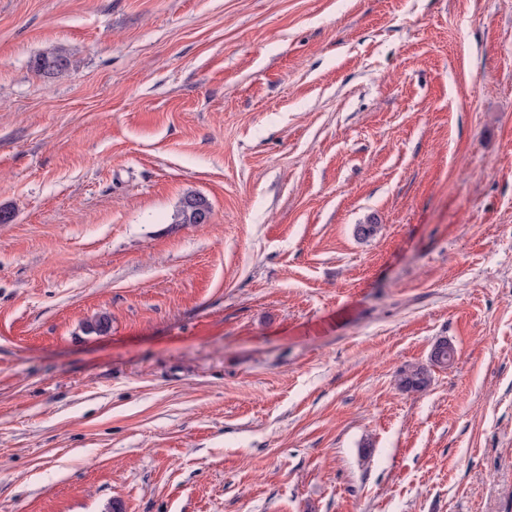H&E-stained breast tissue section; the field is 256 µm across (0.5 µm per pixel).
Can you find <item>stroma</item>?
<instances>
[{
    "label": "stroma",
    "instance_id": "obj_1",
    "mask_svg": "<svg viewBox=\"0 0 512 512\" xmlns=\"http://www.w3.org/2000/svg\"><path fill=\"white\" fill-rule=\"evenodd\" d=\"M0 209V512H512V0H0ZM68 59L65 49L62 47L50 48L39 54L34 61L36 72L43 76H53L65 69ZM207 215L209 218L210 206L207 199L200 194L186 195L173 217L176 224H204L199 223V215ZM454 359V350L448 341H440L433 347L430 365L411 364L405 366L399 373V385L406 391H423L431 383L433 365H448V360Z\"/></svg>",
    "mask_w": 512,
    "mask_h": 512
}]
</instances>
